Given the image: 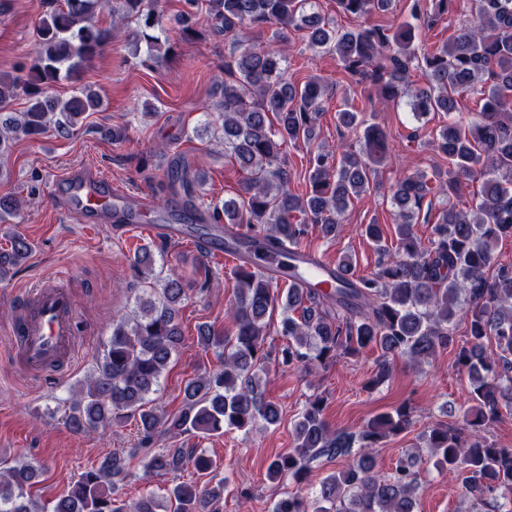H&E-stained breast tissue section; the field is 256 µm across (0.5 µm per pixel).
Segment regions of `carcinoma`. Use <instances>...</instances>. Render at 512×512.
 <instances>
[{"label":"carcinoma","mask_w":512,"mask_h":512,"mask_svg":"<svg viewBox=\"0 0 512 512\" xmlns=\"http://www.w3.org/2000/svg\"><path fill=\"white\" fill-rule=\"evenodd\" d=\"M102 0H49L38 26V42L19 74L0 75V156L15 141L54 129L62 136L78 130L83 116L99 112L100 96L81 85L67 99L47 96L63 79L79 80L85 67L116 37L117 22L132 20L127 35L134 51L145 50L157 61L172 50L159 0H112V24L99 16ZM175 16L180 38L198 36L199 0H183ZM213 29L231 40L224 61V87L216 124L205 132L223 146L224 157L243 173L239 193L206 211L209 224L241 229L234 246L263 244L268 249L298 248L314 226L325 238L336 236L352 200L370 189L385 161L391 138L378 123L364 124L343 99L336 128H362L359 147L342 143L336 150L313 146L326 102L323 79L313 76L296 84L285 76L280 42L288 30L305 32L308 47L338 57L346 84L375 96L374 111L408 98L418 119L435 112L448 115L434 149L448 159V170L405 174L390 186L396 243L389 245L382 225L364 226L363 235L379 255L369 275L355 273L345 255L336 264L328 288L290 282L279 288L263 272L241 263L231 272L234 302L228 309L232 330L198 327V343L214 351L218 368L190 380L183 408L166 413L150 406L161 377L183 343L178 322L187 294L175 272L155 271L146 247L131 261L134 279L148 284V297L136 298L130 313L112 320L93 376L70 399L66 426L75 434L107 433L124 418H139L143 475L172 477L166 495L143 494L128 506L118 496L127 476V457L112 453L83 471L52 510L28 494L41 464L0 457V512H222L224 480L209 478L217 462L202 450L177 443L182 436L222 435L227 429L250 433L275 425L280 410L261 386L266 319L280 312L282 344L276 354L283 369L325 368L340 357L367 349L381 351L368 381L373 389L391 374L390 358L404 356L419 364L454 343L451 327L462 321L467 338L455 349L454 364L466 372L472 406L463 424H437L422 436L437 466L462 480L466 494L498 512V494L512 493V448H502L486 434L512 407V269H490L499 241L512 238V0H478L466 24L440 50L417 56L421 28L448 17L456 0H410V19L397 25L374 24L371 17L390 9L392 0H335L339 11L361 20L353 30H339L314 10L312 0H205ZM275 28L273 46L257 49L246 32ZM421 60L427 84L410 88V70ZM469 93L481 103L468 125L454 119L457 96ZM26 98L22 112H6L16 98ZM308 146L307 189L288 188L281 167L283 150ZM479 178L477 201L464 210L450 204L433 225L428 242L413 231V220L431 195L453 196L462 181ZM168 185L179 186L194 206L193 179L176 159ZM31 243L13 236L10 251L0 252V280L21 266ZM494 339L498 352L488 354ZM324 398L309 399L294 429L292 452L271 460L272 480L293 479L302 489L279 498L272 512H416L419 460L399 458L391 474L378 469L376 449L413 423V409L402 404L370 419L357 431L333 429L322 417ZM172 440L167 448L155 444ZM342 459L346 466L328 475L318 493H306L321 461ZM208 477L184 482L187 469Z\"/></svg>","instance_id":"carcinoma-1"}]
</instances>
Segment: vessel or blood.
I'll use <instances>...</instances> for the list:
<instances>
[{"mask_svg": "<svg viewBox=\"0 0 512 512\" xmlns=\"http://www.w3.org/2000/svg\"><path fill=\"white\" fill-rule=\"evenodd\" d=\"M65 197L68 212L86 224L120 214L127 227H135L139 212L148 211L150 202L140 198L135 208H128L126 197L113 193L112 185L98 174L76 169L68 173L58 188ZM246 262L276 278L296 277L331 280L335 267L315 253L294 249L291 256L275 250L256 249ZM21 313L9 328V342L17 364L28 374L40 375L53 367L70 369L77 355L76 338L83 326L69 292L60 286H39L25 291L19 298Z\"/></svg>", "mask_w": 512, "mask_h": 512, "instance_id": "1", "label": "vessel or blood"}]
</instances>
